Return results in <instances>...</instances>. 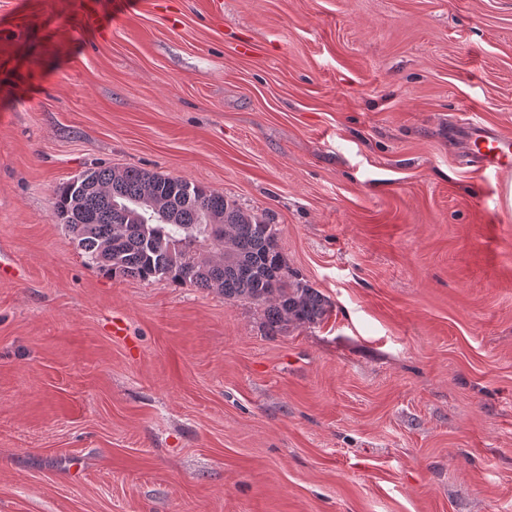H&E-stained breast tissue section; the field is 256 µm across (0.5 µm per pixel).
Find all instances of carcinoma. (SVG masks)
<instances>
[{
  "label": "carcinoma",
  "instance_id": "1",
  "mask_svg": "<svg viewBox=\"0 0 512 512\" xmlns=\"http://www.w3.org/2000/svg\"><path fill=\"white\" fill-rule=\"evenodd\" d=\"M54 213L87 263L111 275L216 290L262 309L277 332L330 313L329 301L288 269L268 217L187 179L92 167L56 190ZM217 224L227 238L215 236Z\"/></svg>",
  "mask_w": 512,
  "mask_h": 512
}]
</instances>
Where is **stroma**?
Here are the masks:
<instances>
[{"label": "stroma", "mask_w": 512, "mask_h": 512, "mask_svg": "<svg viewBox=\"0 0 512 512\" xmlns=\"http://www.w3.org/2000/svg\"><path fill=\"white\" fill-rule=\"evenodd\" d=\"M0 0V512H512V0ZM186 178L332 303L89 266L54 193ZM125 328L114 335L113 325ZM81 23L84 29L97 32L107 26L104 16L99 12L96 1L83 0L80 12ZM463 129L466 152L475 166L494 175L512 170V138L478 125Z\"/></svg>", "instance_id": "35a3bbf8"}]
</instances>
